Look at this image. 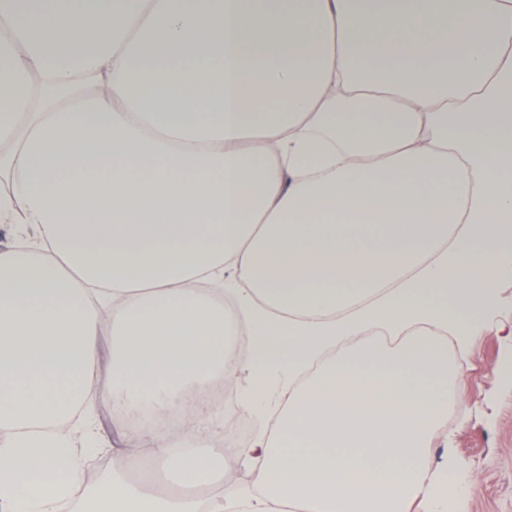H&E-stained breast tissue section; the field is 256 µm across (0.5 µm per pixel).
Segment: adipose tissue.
<instances>
[{
    "mask_svg": "<svg viewBox=\"0 0 512 512\" xmlns=\"http://www.w3.org/2000/svg\"><path fill=\"white\" fill-rule=\"evenodd\" d=\"M4 91L0 512L83 482L95 399L180 412L184 493L127 456L78 512H450L453 355L512 341V0H0ZM217 380L273 417L221 458Z\"/></svg>",
    "mask_w": 512,
    "mask_h": 512,
    "instance_id": "adipose-tissue-1",
    "label": "adipose tissue"
}]
</instances>
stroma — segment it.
I'll list each match as a JSON object with an SVG mask.
<instances>
[{
  "label": "stroma",
  "mask_w": 512,
  "mask_h": 512,
  "mask_svg": "<svg viewBox=\"0 0 512 512\" xmlns=\"http://www.w3.org/2000/svg\"><path fill=\"white\" fill-rule=\"evenodd\" d=\"M506 354L494 330L476 341L463 363L459 418L433 440L434 462L450 449L473 473V487L458 498L456 512H512V384L495 374Z\"/></svg>",
  "instance_id": "1"
}]
</instances>
